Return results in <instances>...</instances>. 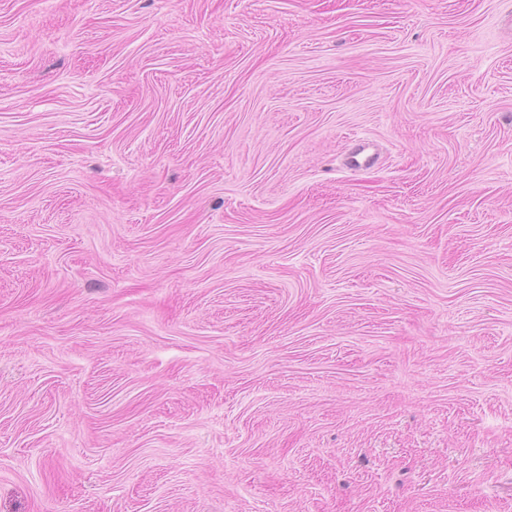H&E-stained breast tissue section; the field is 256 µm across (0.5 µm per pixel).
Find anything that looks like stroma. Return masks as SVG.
I'll use <instances>...</instances> for the list:
<instances>
[{
    "mask_svg": "<svg viewBox=\"0 0 512 512\" xmlns=\"http://www.w3.org/2000/svg\"><path fill=\"white\" fill-rule=\"evenodd\" d=\"M0 512H512V0H0Z\"/></svg>",
    "mask_w": 512,
    "mask_h": 512,
    "instance_id": "1",
    "label": "stroma"
}]
</instances>
